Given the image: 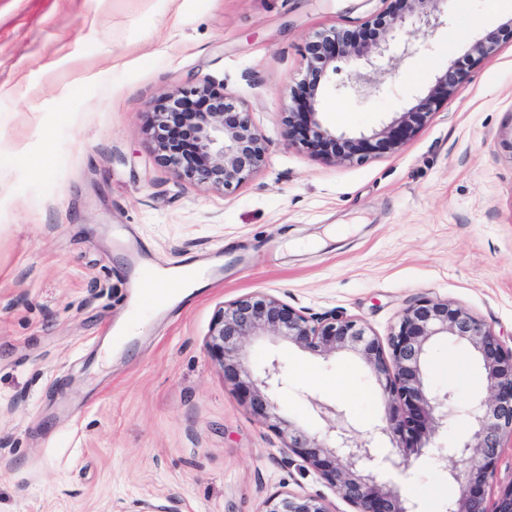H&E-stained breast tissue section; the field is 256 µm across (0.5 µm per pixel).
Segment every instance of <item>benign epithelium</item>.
<instances>
[{
    "mask_svg": "<svg viewBox=\"0 0 512 512\" xmlns=\"http://www.w3.org/2000/svg\"><path fill=\"white\" fill-rule=\"evenodd\" d=\"M389 2L392 6L368 18L358 29L332 28L306 43L305 70L288 85L293 103L285 117L288 145L339 163L398 152L464 83L468 66L496 53L502 43L512 42L509 19L476 40L464 62L449 65L427 92L415 97L410 107L396 113L388 124L370 134H338L320 115L322 79L336 71L339 63L362 60L376 68V61L388 51L390 37L408 22L415 25L411 34L422 38L443 24L440 5L447 0ZM379 84L373 74L359 72L351 77L350 88L362 93L377 89ZM190 95L207 100V107L171 112L168 106L177 100L174 93L153 105L154 126L172 129L174 137L171 142L157 141L160 159L182 178L233 189L263 165L266 142L253 125L249 110L232 97L207 84L185 93ZM440 334L456 336L474 348L490 391L468 410L473 423L471 437L451 448L462 469L450 472L459 484V496L448 502V512H512V488L503 492L492 510L485 501V486L493 476L499 448L504 437L512 438V348H505L484 322L466 310L447 300H422L403 310L384 344L354 319L310 317L271 294L257 292L217 311L206 346L213 361L233 378L246 372L244 341L250 336H278L320 356L344 351L360 354L372 368L385 398L382 424L375 431L403 451L413 441L425 447L422 438L447 422L452 412L453 393H430L421 372L424 346ZM282 381L281 367L274 360L265 368L264 376L252 384L251 404L257 414L277 420L276 428L288 438L283 451L316 471L352 512H416L414 505L371 470L372 436L354 438L353 429L336 408L313 402L327 422L321 439L305 435L277 415V405L268 392ZM262 512L331 510L319 496L275 493L264 501Z\"/></svg>",
    "mask_w": 512,
    "mask_h": 512,
    "instance_id": "1",
    "label": "benign epithelium"
}]
</instances>
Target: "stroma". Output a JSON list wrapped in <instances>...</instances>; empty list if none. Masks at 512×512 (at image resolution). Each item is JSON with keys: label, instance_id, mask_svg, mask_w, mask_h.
<instances>
[{"label": "stroma", "instance_id": "obj_1", "mask_svg": "<svg viewBox=\"0 0 512 512\" xmlns=\"http://www.w3.org/2000/svg\"><path fill=\"white\" fill-rule=\"evenodd\" d=\"M384 0H0V512H261L277 492L347 502L288 459L245 392L271 362L281 416L323 436L317 409L375 433L383 390L365 360L272 336L245 341L225 379L206 339L225 303L261 291L309 316L358 320L386 339L403 310L453 302L512 347V45L470 68L399 151L334 163L289 146L286 88L316 33L355 29ZM507 18L499 0H448L427 41L398 32L380 88L330 75L319 108L368 133ZM203 84L248 108L264 165L226 191L184 180L155 150L149 105ZM201 269L161 305L147 268ZM135 332H126L130 320ZM426 387L453 391L431 447L407 464L376 435L373 466L418 512H446L451 448L489 394L473 347L432 337ZM349 372L352 392L332 386Z\"/></svg>", "mask_w": 512, "mask_h": 512}]
</instances>
